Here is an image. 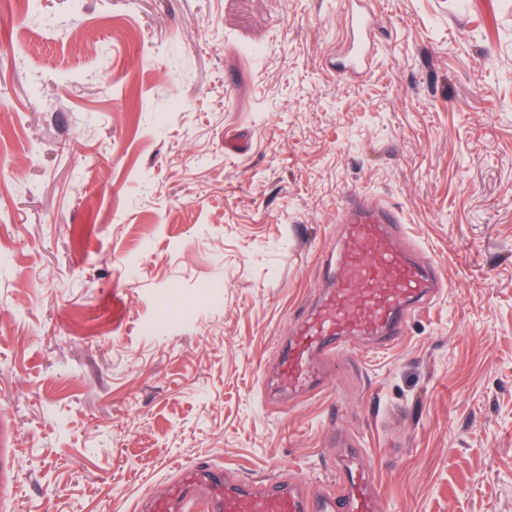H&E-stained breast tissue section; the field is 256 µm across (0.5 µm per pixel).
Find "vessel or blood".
<instances>
[{
	"mask_svg": "<svg viewBox=\"0 0 512 512\" xmlns=\"http://www.w3.org/2000/svg\"><path fill=\"white\" fill-rule=\"evenodd\" d=\"M351 25L332 62L341 76H365L379 46L370 0H349ZM340 244L320 271L316 299L292 320L288 344L269 391L302 393L322 382V369L359 337L386 347L411 318L438 297L443 282L435 262L405 242L400 212L350 195L339 212ZM322 491L285 478L253 480L221 467L198 465L146 504L147 512H381V494L371 470L357 458L334 463Z\"/></svg>",
	"mask_w": 512,
	"mask_h": 512,
	"instance_id": "vessel-or-blood-1",
	"label": "vessel or blood"
}]
</instances>
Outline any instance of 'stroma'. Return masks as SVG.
<instances>
[{
    "label": "stroma",
    "mask_w": 512,
    "mask_h": 512,
    "mask_svg": "<svg viewBox=\"0 0 512 512\" xmlns=\"http://www.w3.org/2000/svg\"><path fill=\"white\" fill-rule=\"evenodd\" d=\"M0 0V512H136L207 460L384 512H512V0ZM248 149L236 153L226 140ZM394 205L445 290L267 405L344 199ZM351 25L339 43L331 66L341 76L354 79L371 69L375 49L380 45L377 26L373 23L369 0H349Z\"/></svg>",
    "instance_id": "1"
}]
</instances>
